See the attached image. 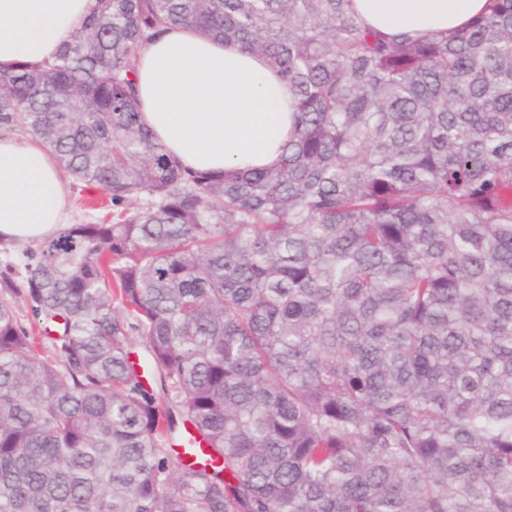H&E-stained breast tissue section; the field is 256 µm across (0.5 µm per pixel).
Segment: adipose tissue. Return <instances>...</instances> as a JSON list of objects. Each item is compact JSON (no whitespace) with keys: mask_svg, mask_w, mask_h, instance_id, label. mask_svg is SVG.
Listing matches in <instances>:
<instances>
[{"mask_svg":"<svg viewBox=\"0 0 512 512\" xmlns=\"http://www.w3.org/2000/svg\"><path fill=\"white\" fill-rule=\"evenodd\" d=\"M488 0H354L386 33L441 35ZM96 0H0V63L53 60ZM142 118L184 166L259 169L277 163L293 125L280 77L238 47L181 29L144 45L136 73ZM69 187L53 156L16 135L0 137V240L43 239L65 222Z\"/></svg>","mask_w":512,"mask_h":512,"instance_id":"obj_1","label":"adipose tissue"}]
</instances>
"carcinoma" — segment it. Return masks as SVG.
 Wrapping results in <instances>:
<instances>
[{
	"label": "carcinoma",
	"instance_id": "1",
	"mask_svg": "<svg viewBox=\"0 0 512 512\" xmlns=\"http://www.w3.org/2000/svg\"><path fill=\"white\" fill-rule=\"evenodd\" d=\"M172 26L280 75L279 162L188 170L142 123ZM1 129L112 223L0 280V512H512V0L441 38L351 0H98L0 67Z\"/></svg>",
	"mask_w": 512,
	"mask_h": 512
}]
</instances>
